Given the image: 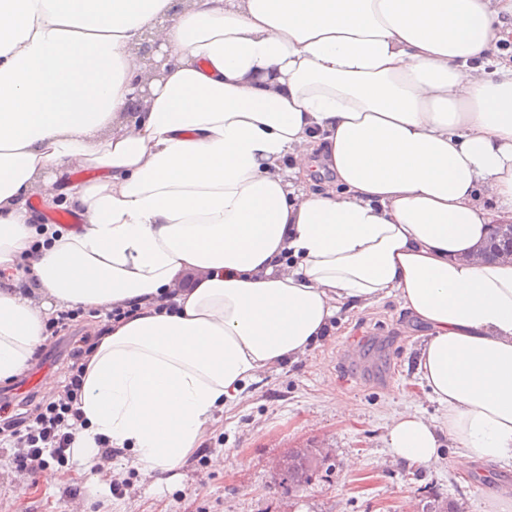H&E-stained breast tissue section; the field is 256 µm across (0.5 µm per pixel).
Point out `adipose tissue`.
Listing matches in <instances>:
<instances>
[{
	"label": "adipose tissue",
	"instance_id": "obj_1",
	"mask_svg": "<svg viewBox=\"0 0 512 512\" xmlns=\"http://www.w3.org/2000/svg\"><path fill=\"white\" fill-rule=\"evenodd\" d=\"M511 40L512 0H0V383L50 315L129 309L85 359L75 446L164 474L393 295L444 417H393L391 456L512 465V259L477 257L512 221ZM37 191L81 227H37Z\"/></svg>",
	"mask_w": 512,
	"mask_h": 512
}]
</instances>
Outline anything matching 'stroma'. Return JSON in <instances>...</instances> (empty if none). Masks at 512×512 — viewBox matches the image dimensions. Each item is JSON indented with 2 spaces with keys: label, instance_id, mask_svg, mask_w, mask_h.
<instances>
[{
  "label": "stroma",
  "instance_id": "obj_1",
  "mask_svg": "<svg viewBox=\"0 0 512 512\" xmlns=\"http://www.w3.org/2000/svg\"><path fill=\"white\" fill-rule=\"evenodd\" d=\"M425 332L393 297L340 313L319 347L250 384L233 410L215 412L187 462L160 477L117 456L95 481L72 457L23 477L0 448V512H484L494 494L512 492V467L478 462L465 471L447 444L439 465L420 468L386 448L385 427L398 413L414 406L443 416L417 396ZM296 448L331 451L298 489L271 468Z\"/></svg>",
  "mask_w": 512,
  "mask_h": 512
}]
</instances>
